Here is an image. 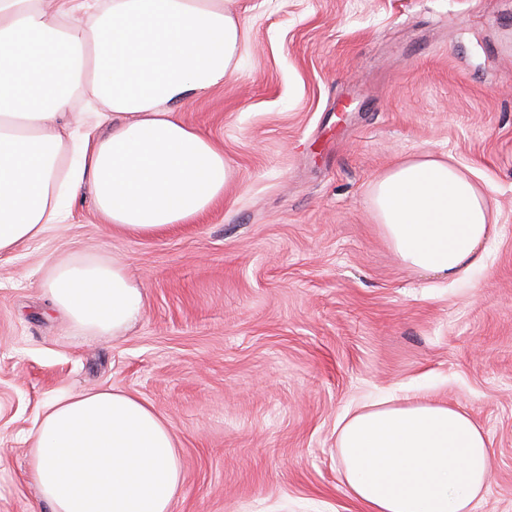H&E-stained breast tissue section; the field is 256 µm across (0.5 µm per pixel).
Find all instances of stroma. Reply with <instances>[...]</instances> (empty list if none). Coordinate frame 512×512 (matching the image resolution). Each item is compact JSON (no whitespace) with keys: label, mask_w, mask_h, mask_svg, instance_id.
<instances>
[{"label":"stroma","mask_w":512,"mask_h":512,"mask_svg":"<svg viewBox=\"0 0 512 512\" xmlns=\"http://www.w3.org/2000/svg\"><path fill=\"white\" fill-rule=\"evenodd\" d=\"M249 49L182 115L224 146L223 203L115 235L85 195L0 254V512H29L26 434L70 391L135 394L175 428L173 512H362L337 424L394 396L460 408L492 450L475 512H512V0H238ZM449 156L497 212L457 282L403 267L371 186ZM119 255L143 316L88 336L50 313L53 256Z\"/></svg>","instance_id":"35a3bbf8"}]
</instances>
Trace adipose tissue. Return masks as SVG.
<instances>
[{"mask_svg":"<svg viewBox=\"0 0 512 512\" xmlns=\"http://www.w3.org/2000/svg\"><path fill=\"white\" fill-rule=\"evenodd\" d=\"M234 0H0V253L66 223L87 192L105 226L148 235L224 198V149L179 107L222 87L246 52ZM379 228L407 267L455 281L481 257L492 212L451 161L425 154L374 181ZM144 284L117 259H51L52 312L115 336L144 312ZM336 446L363 512H472L492 451L464 411L438 402L346 413ZM30 474L50 512H171L182 481L172 425L110 388L48 400L30 432Z\"/></svg>","mask_w":512,"mask_h":512,"instance_id":"ef3b65f1","label":"adipose tissue"}]
</instances>
